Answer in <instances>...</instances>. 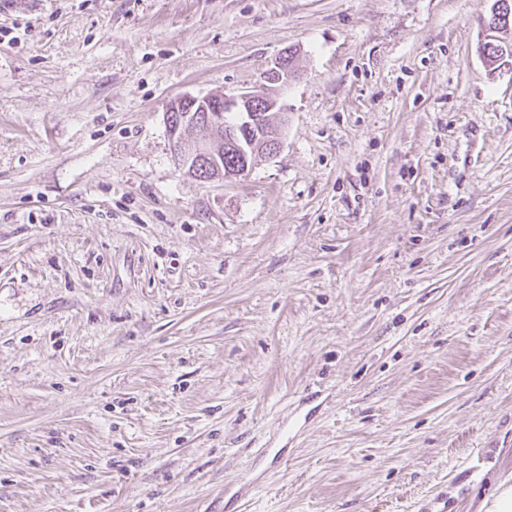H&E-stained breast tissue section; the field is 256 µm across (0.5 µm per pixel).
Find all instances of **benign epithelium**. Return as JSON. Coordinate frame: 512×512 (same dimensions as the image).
<instances>
[{
	"instance_id": "obj_1",
	"label": "benign epithelium",
	"mask_w": 512,
	"mask_h": 512,
	"mask_svg": "<svg viewBox=\"0 0 512 512\" xmlns=\"http://www.w3.org/2000/svg\"><path fill=\"white\" fill-rule=\"evenodd\" d=\"M510 10L507 0H498L483 18L485 30L509 20L506 12ZM295 77L294 61L286 52L262 73L260 90L184 94L173 99L166 108L165 122L174 142L177 168L201 181H224L276 155L283 125L273 122L271 114H284L280 96ZM186 127L195 131L190 140L182 138ZM224 153L234 157L228 167L220 161Z\"/></svg>"
}]
</instances>
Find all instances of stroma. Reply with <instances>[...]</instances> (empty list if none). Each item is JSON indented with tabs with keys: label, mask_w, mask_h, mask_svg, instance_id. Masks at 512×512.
<instances>
[{
	"label": "stroma",
	"mask_w": 512,
	"mask_h": 512,
	"mask_svg": "<svg viewBox=\"0 0 512 512\" xmlns=\"http://www.w3.org/2000/svg\"><path fill=\"white\" fill-rule=\"evenodd\" d=\"M492 0H0V512H492L512 65ZM297 78L204 183L164 113ZM506 12H508V14L506 17H504ZM509 16V2L505 0L496 1V3L491 7L487 16H484L483 18V24L486 32L488 33L489 30H494L496 26H499L500 23H503L505 20L508 21ZM511 25L512 15L509 20V25H507L506 22L501 25V28L499 29L500 33L497 34V39H495L496 36L493 35V39L487 40L482 44L483 57L488 67H492V69L499 68L501 65H504L509 61L508 59L510 47V57L512 58V42L506 41L502 36H500L501 33L508 31V29L511 28ZM504 51L507 52V55L503 60Z\"/></svg>",
	"instance_id": "1"
}]
</instances>
